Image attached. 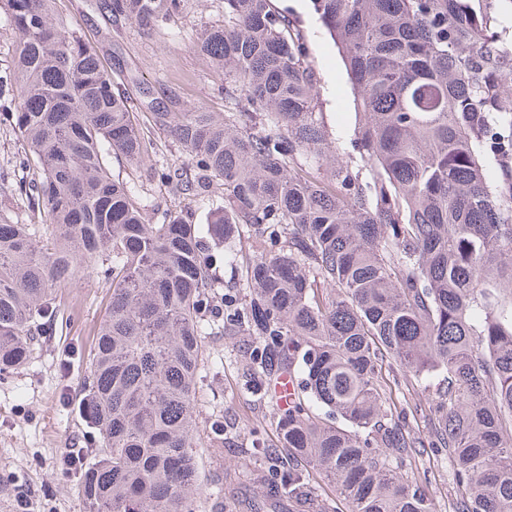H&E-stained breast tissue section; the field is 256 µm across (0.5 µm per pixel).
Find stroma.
<instances>
[{
	"label": "stroma",
	"instance_id": "stroma-1",
	"mask_svg": "<svg viewBox=\"0 0 512 512\" xmlns=\"http://www.w3.org/2000/svg\"><path fill=\"white\" fill-rule=\"evenodd\" d=\"M272 7L288 16L294 31L309 49L315 72L313 97L330 139L348 143L359 123L354 94L343 55L313 12L310 0H271ZM55 18L80 31L95 47L112 76V87L148 119V102L171 103L179 112L203 106L227 111L224 77L210 59L193 51L189 39L207 25L223 20L222 0H194L192 10L170 22L153 37L141 36L136 27L114 25L99 10L98 0H54ZM144 164L131 169L122 159L108 157L113 176L134 186L147 223L183 214L205 224L213 208L223 205L222 194L200 200L172 195L157 173L163 165L180 164L181 154L158 130L146 129ZM22 152L16 135L0 125V216L8 221L38 222L24 193L31 174L18 159ZM111 297L103 276L87 269L59 291L60 310L51 331L40 336L29 362L0 379V512H19L18 496L36 500L40 512H80L76 476L68 471L61 452L90 445L89 429L76 404L88 374V353ZM241 336H208L197 384V421L200 477L206 487L224 482L234 486L231 496L208 495L199 512H250L268 490L260 459L245 460L244 449L256 438L274 441L276 418L271 404L261 402L245 388ZM387 403L393 411H406L409 430L427 437L431 424L425 415L427 392L407 386L401 370L388 375ZM223 435L212 432L213 423ZM413 476L426 485L435 512H453L458 490L444 454L424 449Z\"/></svg>",
	"mask_w": 512,
	"mask_h": 512
}]
</instances>
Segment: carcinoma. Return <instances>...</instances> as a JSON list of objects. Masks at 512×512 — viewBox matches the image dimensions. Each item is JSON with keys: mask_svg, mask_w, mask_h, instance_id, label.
Wrapping results in <instances>:
<instances>
[{"mask_svg": "<svg viewBox=\"0 0 512 512\" xmlns=\"http://www.w3.org/2000/svg\"><path fill=\"white\" fill-rule=\"evenodd\" d=\"M14 33L0 116L26 147L34 224L0 221V374L54 324L58 289L100 267L112 296L89 355L83 412L98 445L79 462L81 512H198L206 494L196 384L204 337H247L243 373L276 406L288 470L267 499L314 507L309 469L352 512H433L410 473L444 448L454 512H512V0H311L361 110L342 152L312 95L309 50L270 0H224L190 37L224 74L234 110L152 123L188 156L179 194L224 207L208 224L145 222L114 154L144 136L128 99L51 0H5ZM151 36L191 0H101ZM222 238L237 272L219 293L203 258ZM435 387L429 443L386 407L385 371Z\"/></svg>", "mask_w": 512, "mask_h": 512, "instance_id": "carcinoma-1", "label": "carcinoma"}]
</instances>
